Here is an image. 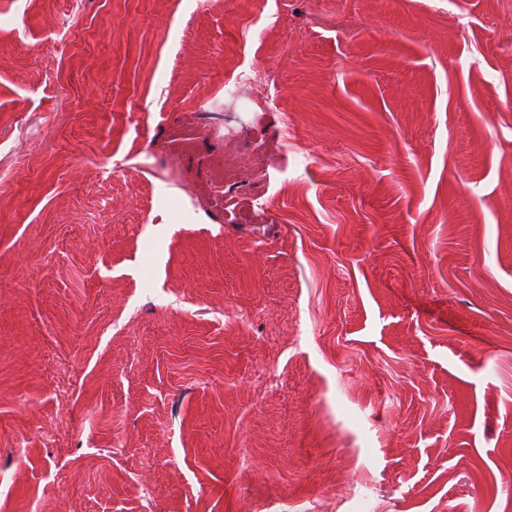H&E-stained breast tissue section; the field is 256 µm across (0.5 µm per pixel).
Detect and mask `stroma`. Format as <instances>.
Listing matches in <instances>:
<instances>
[{"instance_id": "stroma-1", "label": "stroma", "mask_w": 512, "mask_h": 512, "mask_svg": "<svg viewBox=\"0 0 512 512\" xmlns=\"http://www.w3.org/2000/svg\"><path fill=\"white\" fill-rule=\"evenodd\" d=\"M340 480L512 512V0H0V512Z\"/></svg>"}]
</instances>
